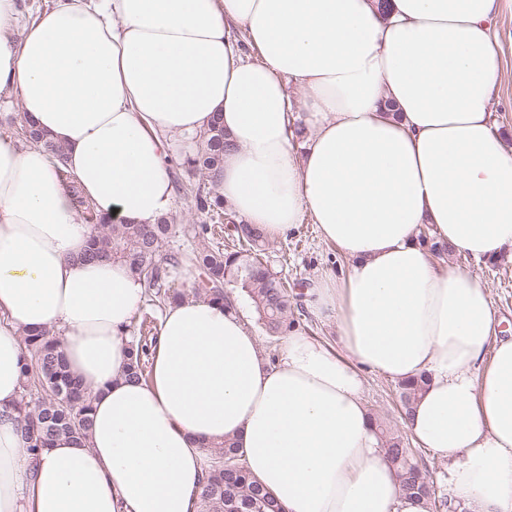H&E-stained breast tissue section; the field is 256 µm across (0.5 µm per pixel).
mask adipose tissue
Masks as SVG:
<instances>
[{
    "label": "adipose tissue",
    "mask_w": 512,
    "mask_h": 512,
    "mask_svg": "<svg viewBox=\"0 0 512 512\" xmlns=\"http://www.w3.org/2000/svg\"><path fill=\"white\" fill-rule=\"evenodd\" d=\"M502 10L56 0L23 27L18 0H0V105L63 146L113 223L167 215L172 146L216 120L227 210L272 239L310 221L349 262L306 290L337 347L292 331L270 359L241 313L191 298L161 318L149 383L131 381L141 282L86 259L91 227L52 159L0 138V512H191L204 448L227 440L285 512H427L381 446L369 372L426 377L405 426L444 461L449 500L512 512V336L486 287L417 241L429 225L475 260L512 255V151L489 111ZM47 330L92 394V425L34 458L14 408L22 339Z\"/></svg>",
    "instance_id": "adipose-tissue-1"
}]
</instances>
